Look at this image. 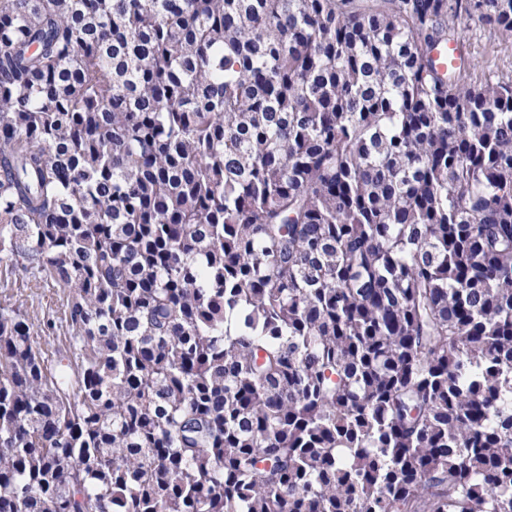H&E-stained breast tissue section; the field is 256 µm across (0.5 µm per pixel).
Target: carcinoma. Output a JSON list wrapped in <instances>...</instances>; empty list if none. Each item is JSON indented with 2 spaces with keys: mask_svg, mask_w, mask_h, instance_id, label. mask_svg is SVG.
<instances>
[{
  "mask_svg": "<svg viewBox=\"0 0 512 512\" xmlns=\"http://www.w3.org/2000/svg\"><path fill=\"white\" fill-rule=\"evenodd\" d=\"M512 0H0V512H512ZM456 37L476 64L470 85L479 86L491 77L512 80V34L468 21L457 27ZM65 298L63 288H27L26 280L21 272L11 271L0 266V303L11 304L27 311L31 316L41 321L50 319L56 323L54 333L42 336L40 339L42 350L50 354L55 349H64L68 346L65 328L60 327L58 318L61 316V300Z\"/></svg>",
  "mask_w": 512,
  "mask_h": 512,
  "instance_id": "obj_1",
  "label": "carcinoma"
}]
</instances>
